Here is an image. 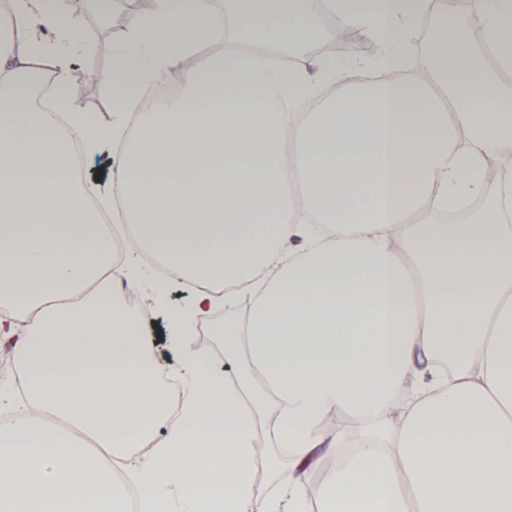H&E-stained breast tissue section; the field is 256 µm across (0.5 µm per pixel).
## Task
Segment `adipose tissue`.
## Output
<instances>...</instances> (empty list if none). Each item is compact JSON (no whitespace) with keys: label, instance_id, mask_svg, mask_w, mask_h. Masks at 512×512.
I'll return each mask as SVG.
<instances>
[{"label":"adipose tissue","instance_id":"adipose-tissue-1","mask_svg":"<svg viewBox=\"0 0 512 512\" xmlns=\"http://www.w3.org/2000/svg\"><path fill=\"white\" fill-rule=\"evenodd\" d=\"M438 3L322 0L381 44L385 75L322 99L354 63L326 58L315 76L289 63L322 37L308 0H225L238 41L205 62L198 47L224 27L212 0H154L101 76L119 120L74 104L63 133L33 114L30 82L48 64L67 92L79 26L61 0H17L20 58L0 53V304L17 316L0 318V340L39 417L0 422V512H125L112 460L148 443L134 471L146 512H512V0H471L477 46ZM428 12L441 26L423 80L402 45ZM173 73L178 95L140 111L139 85ZM75 138L88 161L111 148L108 190L76 182ZM492 159L504 171L490 192ZM90 197L120 201L138 242L194 287L189 306L166 308L163 284L130 265L125 295L102 287ZM476 197L466 223L410 221ZM242 299L219 373L184 343L217 302ZM140 303L167 310L174 418ZM341 410L363 425L355 440L327 430ZM283 455L299 478L258 496L259 465Z\"/></svg>","mask_w":512,"mask_h":512}]
</instances>
